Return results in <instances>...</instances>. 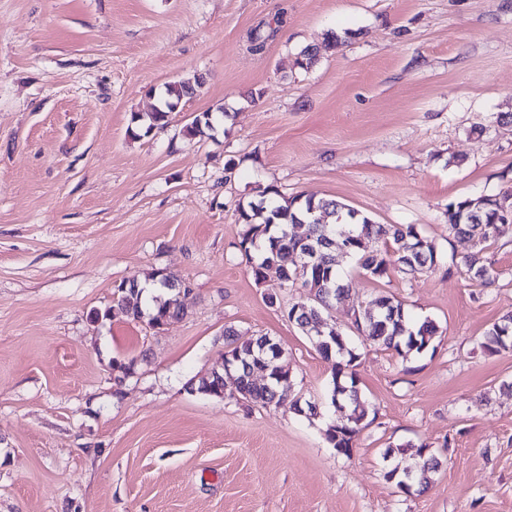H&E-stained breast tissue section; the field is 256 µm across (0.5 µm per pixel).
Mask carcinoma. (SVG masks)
I'll use <instances>...</instances> for the list:
<instances>
[{
  "instance_id": "carcinoma-1",
  "label": "carcinoma",
  "mask_w": 512,
  "mask_h": 512,
  "mask_svg": "<svg viewBox=\"0 0 512 512\" xmlns=\"http://www.w3.org/2000/svg\"><path fill=\"white\" fill-rule=\"evenodd\" d=\"M203 84V78L182 79L166 86L164 95L148 115L132 113L131 123L138 132L148 135L168 123V114L175 111L182 99L193 96ZM215 120L210 112L195 115L188 127L191 136L205 135L210 131L209 123ZM261 197L271 199V204L250 202L238 204L242 224L240 241L241 254L250 264L255 281L262 280L270 270L282 276H291L296 284L297 270L306 259V253L317 252L323 256L322 267L302 271L300 287L307 291V297L288 305V321L304 329L321 320L325 322L323 344L317 350L325 359L333 361L331 404L350 405V413L343 422L330 424L325 430L327 441L335 448L343 449L348 456L353 442L362 428L367 409L361 401L355 386L347 387L341 382L344 370L354 367L359 355L351 349L345 336L333 335L334 326L326 323L327 308L322 305L329 298L331 305L341 302L349 288L338 287L345 283L340 273V260L345 254L336 253L330 259L331 250L325 245L330 231L338 224H348L355 238V247L350 250V259L375 278L387 275L389 269L403 275H413L431 269L445 259L443 253L414 224H377L368 216L327 198L312 196L285 197L280 191L267 186ZM512 198V190L495 194H481L474 198L459 199L448 203V230L456 235L474 241L475 252L465 258V266L472 279L487 282L494 278V269L482 257L484 250L502 237L512 235V217L499 214L501 203ZM191 286L190 281L181 278L166 268L154 270L143 283L125 280L113 292L112 309L95 312L93 319L108 318L111 310H118L131 321H147L157 328L167 318H178L183 312L179 300V289ZM359 337L373 345L394 351L405 358L411 353L427 350L438 333V326L431 319L416 320L405 310L401 301L393 296L378 294L368 301L364 311L355 318ZM226 350L224 362L232 363L234 376L241 398L261 406H281L297 414L314 415L309 406L301 400H287L291 384L289 369L282 359L269 364V382L258 385L249 377L248 368L262 361L260 352L267 342L265 336L245 337L235 330L224 331ZM490 353L512 349V316H506L492 325L481 342ZM223 375L212 372L198 379L197 390L213 398L221 397ZM416 455L423 459V465L411 477L394 468L385 473L388 481L395 482L404 493L415 485L430 482L440 459L426 443L416 449Z\"/></svg>"
}]
</instances>
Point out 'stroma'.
I'll return each mask as SVG.
<instances>
[{
  "label": "stroma",
  "instance_id": "1",
  "mask_svg": "<svg viewBox=\"0 0 512 512\" xmlns=\"http://www.w3.org/2000/svg\"><path fill=\"white\" fill-rule=\"evenodd\" d=\"M196 74L164 130L129 135ZM509 112L512 0H0V512H512V350L480 346L512 315V237L485 250V285L448 232L449 202L512 186ZM269 185L417 225L455 259L381 279L344 263L345 336L378 293L439 327L405 358L358 344L369 414L348 456L324 435L345 417L332 364L282 313L300 289L255 281L238 249L237 206ZM157 268L193 285L160 330L111 308ZM228 327L275 339L319 414L193 391ZM423 443L441 465L402 492L384 474Z\"/></svg>",
  "mask_w": 512,
  "mask_h": 512
}]
</instances>
